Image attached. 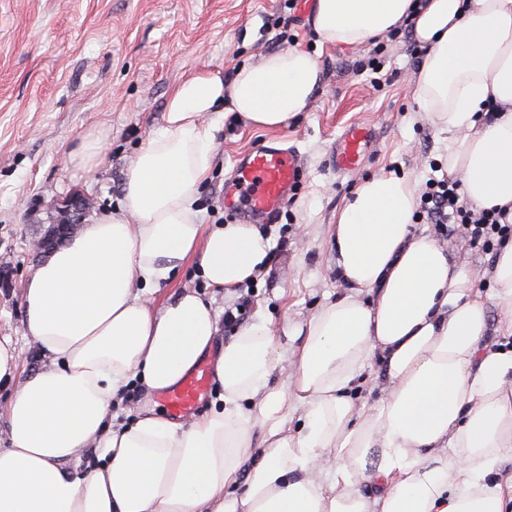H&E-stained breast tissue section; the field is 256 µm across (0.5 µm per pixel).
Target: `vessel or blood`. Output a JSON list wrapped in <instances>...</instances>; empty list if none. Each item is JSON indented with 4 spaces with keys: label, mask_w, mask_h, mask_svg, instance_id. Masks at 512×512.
I'll return each instance as SVG.
<instances>
[{
    "label": "vessel or blood",
    "mask_w": 512,
    "mask_h": 512,
    "mask_svg": "<svg viewBox=\"0 0 512 512\" xmlns=\"http://www.w3.org/2000/svg\"><path fill=\"white\" fill-rule=\"evenodd\" d=\"M372 140V130L364 125L345 129L336 143L333 164L338 173L356 170ZM303 161L296 150L273 138L237 160L224 184V209L247 224H266L288 195L302 185ZM209 384V372L199 367L179 387L165 396V406L176 417H184L196 407Z\"/></svg>",
    "instance_id": "obj_1"
}]
</instances>
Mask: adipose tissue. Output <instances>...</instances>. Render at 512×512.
Wrapping results in <instances>:
<instances>
[{
	"label": "adipose tissue",
	"instance_id": "obj_1",
	"mask_svg": "<svg viewBox=\"0 0 512 512\" xmlns=\"http://www.w3.org/2000/svg\"><path fill=\"white\" fill-rule=\"evenodd\" d=\"M311 23L319 45L348 48L412 25V93L448 134L449 173L477 207L512 208V0H316ZM321 82L317 57L298 48L228 82L210 71L181 81L118 208L28 277L25 330L46 362L23 375L24 348L0 337V384L13 390L0 512H512V237L490 272L493 330L459 252L413 233L420 187L406 178L364 180L337 211L342 295L287 336L261 319L225 344L221 408L184 423L112 420L131 382L151 395L177 387L219 331L199 293L157 310L143 293L191 263L217 290L270 263L256 225L200 221L210 114L278 129ZM375 357L386 396L367 411L353 393Z\"/></svg>",
	"mask_w": 512,
	"mask_h": 512
}]
</instances>
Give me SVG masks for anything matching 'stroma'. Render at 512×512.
<instances>
[{
  "label": "stroma",
  "instance_id": "obj_1",
  "mask_svg": "<svg viewBox=\"0 0 512 512\" xmlns=\"http://www.w3.org/2000/svg\"><path fill=\"white\" fill-rule=\"evenodd\" d=\"M315 0H0V336L23 338L22 287L41 264L33 239L58 223V205L77 197L75 224L117 208L128 166L164 118L180 81L207 69L232 78L237 64L297 47L317 55L323 82L307 109L278 131L226 119L197 206L205 223L226 224L224 181L234 158L271 135L286 138L304 162V182L264 233L277 257L253 281L244 324L271 320L278 331L311 317L343 293L327 235L360 180L395 173L426 182L445 164L444 136L411 94L421 51L397 33L358 48L319 46ZM291 14L283 27L277 18ZM381 66L378 84L370 64ZM353 124L370 126L374 144L355 171L331 163L336 140ZM106 128L99 167L79 171L68 153L86 131ZM190 288L216 312L235 293H212L187 267L149 295L159 309Z\"/></svg>",
  "mask_w": 512,
  "mask_h": 512
}]
</instances>
